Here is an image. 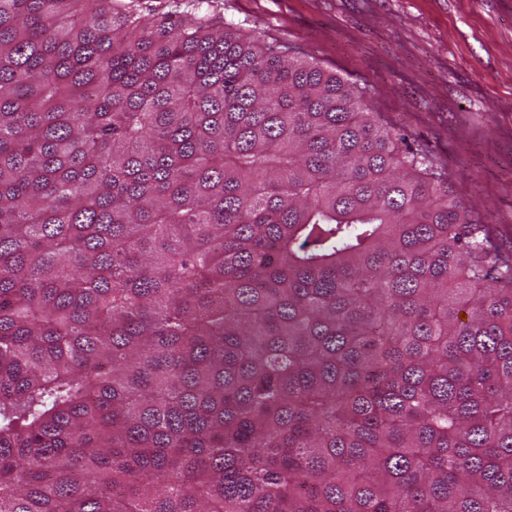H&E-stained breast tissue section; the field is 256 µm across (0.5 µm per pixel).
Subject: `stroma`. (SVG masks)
<instances>
[{"instance_id": "1", "label": "stroma", "mask_w": 512, "mask_h": 512, "mask_svg": "<svg viewBox=\"0 0 512 512\" xmlns=\"http://www.w3.org/2000/svg\"><path fill=\"white\" fill-rule=\"evenodd\" d=\"M364 87L512 246V0H204Z\"/></svg>"}]
</instances>
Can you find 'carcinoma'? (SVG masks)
Wrapping results in <instances>:
<instances>
[{
	"mask_svg": "<svg viewBox=\"0 0 512 512\" xmlns=\"http://www.w3.org/2000/svg\"><path fill=\"white\" fill-rule=\"evenodd\" d=\"M184 2L0 0V512H512V250Z\"/></svg>",
	"mask_w": 512,
	"mask_h": 512,
	"instance_id": "obj_1",
	"label": "carcinoma"
}]
</instances>
